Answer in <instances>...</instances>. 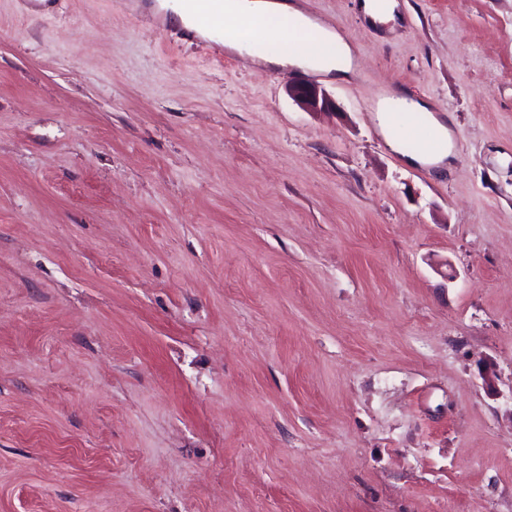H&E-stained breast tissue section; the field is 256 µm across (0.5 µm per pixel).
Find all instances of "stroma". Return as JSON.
Masks as SVG:
<instances>
[{
	"label": "stroma",
	"mask_w": 512,
	"mask_h": 512,
	"mask_svg": "<svg viewBox=\"0 0 512 512\" xmlns=\"http://www.w3.org/2000/svg\"><path fill=\"white\" fill-rule=\"evenodd\" d=\"M359 2L299 0L323 115L154 0H0V512H512V0ZM360 7L363 15L372 24L388 23L400 16L398 0H363ZM413 112L421 114L425 130L431 136V147L406 154L411 165L434 166L443 169L448 166V159L453 156L451 130L446 124L445 116H439L426 103L409 100L397 92H392L379 103L377 119L388 145L395 151H401V135L394 128L398 113Z\"/></svg>",
	"instance_id": "1"
}]
</instances>
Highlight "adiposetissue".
Masks as SVG:
<instances>
[{
  "label": "adipose tissue",
  "instance_id": "ef3b65f1",
  "mask_svg": "<svg viewBox=\"0 0 512 512\" xmlns=\"http://www.w3.org/2000/svg\"><path fill=\"white\" fill-rule=\"evenodd\" d=\"M258 18L264 27L257 41L245 44L228 36L224 44L246 51L253 62L276 68L314 69L347 80L353 75L348 45L331 29L314 23L292 0H224V23L236 26ZM420 114L431 137V146L409 154L412 165L444 168L453 155L451 130L445 117L436 115L426 103L391 93L379 103L378 123L393 150H400L401 136L394 127L398 113Z\"/></svg>",
  "mask_w": 512,
  "mask_h": 512
}]
</instances>
